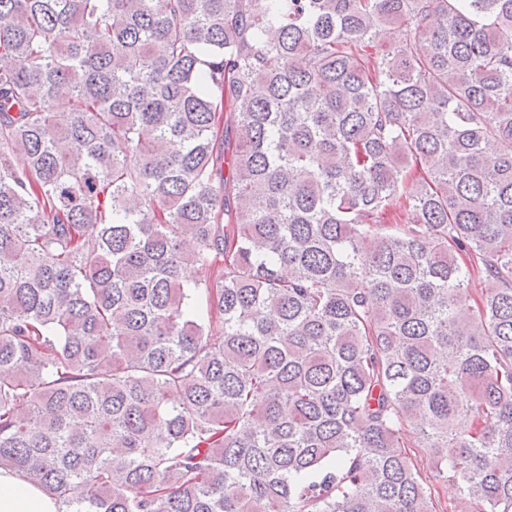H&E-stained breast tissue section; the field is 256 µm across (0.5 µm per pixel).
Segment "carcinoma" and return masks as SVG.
Here are the masks:
<instances>
[{
  "label": "carcinoma",
  "mask_w": 512,
  "mask_h": 512,
  "mask_svg": "<svg viewBox=\"0 0 512 512\" xmlns=\"http://www.w3.org/2000/svg\"><path fill=\"white\" fill-rule=\"evenodd\" d=\"M0 54V469L437 512L424 448L512 512V0H0Z\"/></svg>",
  "instance_id": "cac0c4a2"
}]
</instances>
